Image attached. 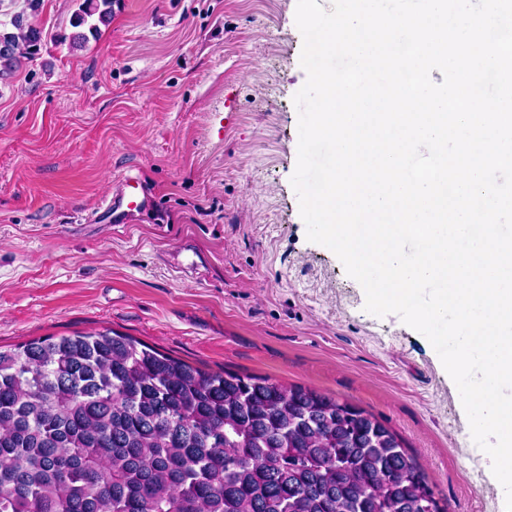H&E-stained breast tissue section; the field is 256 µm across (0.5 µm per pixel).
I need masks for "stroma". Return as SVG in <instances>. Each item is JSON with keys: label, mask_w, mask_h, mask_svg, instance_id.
<instances>
[{"label": "stroma", "mask_w": 512, "mask_h": 512, "mask_svg": "<svg viewBox=\"0 0 512 512\" xmlns=\"http://www.w3.org/2000/svg\"><path fill=\"white\" fill-rule=\"evenodd\" d=\"M81 2L0 0L42 36L0 74V347L108 331L309 387L394 431L448 512H502L431 343L306 238L297 0H113L77 45ZM129 174L149 209L101 211Z\"/></svg>", "instance_id": "stroma-1"}]
</instances>
